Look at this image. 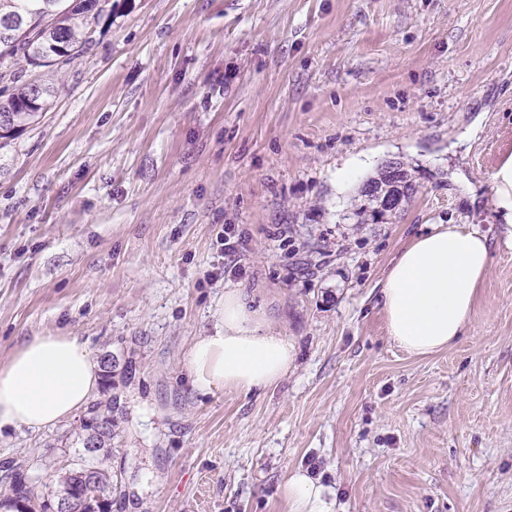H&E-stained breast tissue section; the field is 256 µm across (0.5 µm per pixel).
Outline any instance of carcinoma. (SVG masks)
<instances>
[{
    "mask_svg": "<svg viewBox=\"0 0 512 512\" xmlns=\"http://www.w3.org/2000/svg\"><path fill=\"white\" fill-rule=\"evenodd\" d=\"M111 13L110 0H0V65L23 62L50 70L65 65L86 51L92 26ZM0 82L5 83L0 88V116L6 120V125L0 126L2 139L35 123L49 107L48 97L54 87L24 78L22 69L0 70ZM396 166L393 171L391 163H386L378 176L363 185L361 194L368 198L372 209H357L358 223L376 222L385 213L399 210L417 192L405 163L398 162ZM112 425V408L102 411L97 404L82 419V448H87L92 438L98 441L99 448L93 455L81 452V463L65 472L63 487L74 495L89 493L109 500L112 470L107 460L112 453ZM87 472L98 476L90 488L82 480ZM10 500H22L31 510L39 506L49 512L52 508V502L44 501L39 486L22 476L11 486Z\"/></svg>",
    "mask_w": 512,
    "mask_h": 512,
    "instance_id": "obj_1",
    "label": "carcinoma"
}]
</instances>
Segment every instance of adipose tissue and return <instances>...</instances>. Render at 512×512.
Instances as JSON below:
<instances>
[{
  "label": "adipose tissue",
  "mask_w": 512,
  "mask_h": 512,
  "mask_svg": "<svg viewBox=\"0 0 512 512\" xmlns=\"http://www.w3.org/2000/svg\"><path fill=\"white\" fill-rule=\"evenodd\" d=\"M492 207L502 224L500 245L512 249V154L492 177ZM489 236L468 224H430L399 253L380 288L390 339L424 356L464 336L480 286L492 267ZM296 346L249 307L244 290L227 289L212 333L183 358L193 389L244 393L276 385L293 368ZM100 364L77 336L48 332L22 343L0 365V437L37 432L76 415L99 383ZM289 512H331L327 490L308 474L288 475Z\"/></svg>",
  "instance_id": "adipose-tissue-1"
}]
</instances>
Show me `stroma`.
I'll use <instances>...</instances> for the list:
<instances>
[{
    "mask_svg": "<svg viewBox=\"0 0 512 512\" xmlns=\"http://www.w3.org/2000/svg\"><path fill=\"white\" fill-rule=\"evenodd\" d=\"M52 83L0 147V364L47 332L113 354L111 512H288L297 469L333 512H512V249L445 351L399 348L378 299L425 225L497 234L512 0H112ZM392 160L418 193L358 223ZM227 224L244 274L214 279ZM229 288L295 367L201 396L181 357ZM80 422L0 437V501L57 491ZM11 494H13L10 497L11 502L13 503V506L15 504L16 500H22L25 502V505L31 510L36 511L35 506L38 505L43 510L42 511H53L55 504L53 505L52 500L49 502H46L45 496L42 495V491L40 490L39 486L36 484V482L28 481L26 482L23 475H20L18 477L14 484L11 486ZM41 499H44L40 504L37 502ZM53 505V510H51Z\"/></svg>",
    "mask_w": 512,
    "mask_h": 512,
    "instance_id": "stroma-1",
    "label": "stroma"
}]
</instances>
